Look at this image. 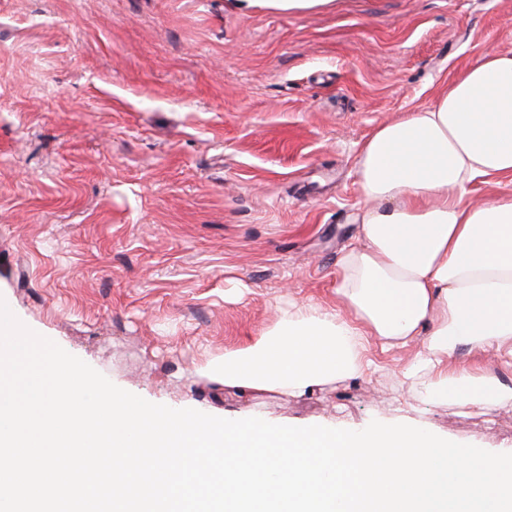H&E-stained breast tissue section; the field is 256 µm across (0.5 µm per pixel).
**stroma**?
Returning <instances> with one entry per match:
<instances>
[{
    "label": "stroma",
    "mask_w": 512,
    "mask_h": 512,
    "mask_svg": "<svg viewBox=\"0 0 512 512\" xmlns=\"http://www.w3.org/2000/svg\"><path fill=\"white\" fill-rule=\"evenodd\" d=\"M512 30V0H0V298L147 401L361 430L380 418L512 449V406L422 404L407 351L301 395L241 392L208 360L289 296L336 302L379 124Z\"/></svg>",
    "instance_id": "obj_1"
}]
</instances>
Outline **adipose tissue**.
Returning <instances> with one entry per match:
<instances>
[{
	"instance_id": "obj_1",
	"label": "adipose tissue",
	"mask_w": 512,
	"mask_h": 512,
	"mask_svg": "<svg viewBox=\"0 0 512 512\" xmlns=\"http://www.w3.org/2000/svg\"><path fill=\"white\" fill-rule=\"evenodd\" d=\"M363 206L341 257L337 306L291 301L254 346L225 353L213 380L300 393L366 375L367 337L411 353L402 382L426 397L512 402L483 366L452 369L456 346L512 366V193L473 203L472 185L512 186V33L423 108L377 126L356 162Z\"/></svg>"
}]
</instances>
